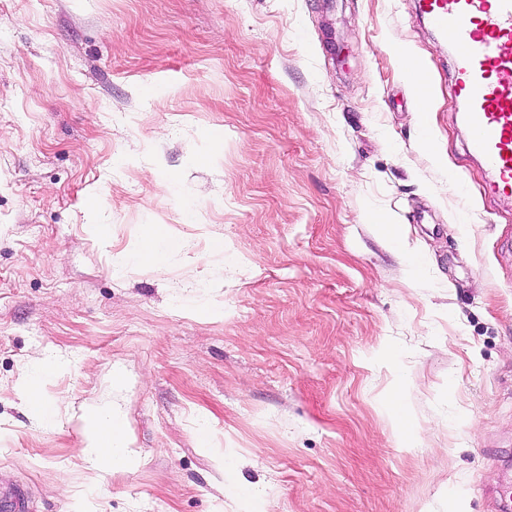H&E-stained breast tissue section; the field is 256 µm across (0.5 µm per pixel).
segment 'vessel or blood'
Segmentation results:
<instances>
[{
  "mask_svg": "<svg viewBox=\"0 0 512 512\" xmlns=\"http://www.w3.org/2000/svg\"><path fill=\"white\" fill-rule=\"evenodd\" d=\"M447 42L469 153L483 163L488 196L512 199V0H417Z\"/></svg>",
  "mask_w": 512,
  "mask_h": 512,
  "instance_id": "obj_1",
  "label": "vessel or blood"
}]
</instances>
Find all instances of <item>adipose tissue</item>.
<instances>
[{
  "label": "adipose tissue",
  "mask_w": 512,
  "mask_h": 512,
  "mask_svg": "<svg viewBox=\"0 0 512 512\" xmlns=\"http://www.w3.org/2000/svg\"><path fill=\"white\" fill-rule=\"evenodd\" d=\"M88 443L83 450L96 468L132 470L136 460L127 446L124 427L112 413L96 411L87 418Z\"/></svg>",
  "instance_id": "1"
}]
</instances>
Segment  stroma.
Returning <instances> with one entry per match:
<instances>
[{
	"label": "stroma",
	"instance_id": "obj_1",
	"mask_svg": "<svg viewBox=\"0 0 512 512\" xmlns=\"http://www.w3.org/2000/svg\"><path fill=\"white\" fill-rule=\"evenodd\" d=\"M467 139L416 0H0V480L31 512H497L512 204ZM100 409L134 470L85 462Z\"/></svg>",
	"mask_w": 512,
	"mask_h": 512
}]
</instances>
